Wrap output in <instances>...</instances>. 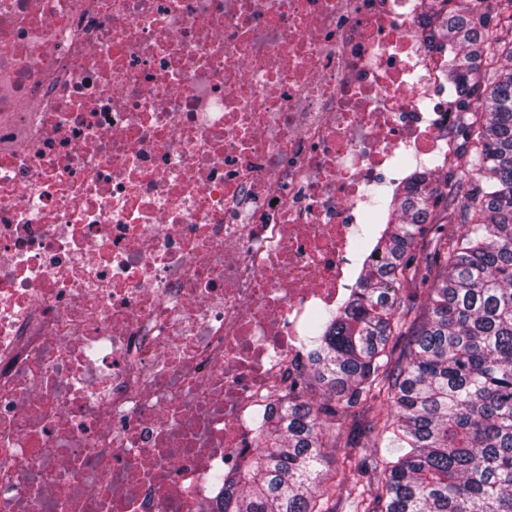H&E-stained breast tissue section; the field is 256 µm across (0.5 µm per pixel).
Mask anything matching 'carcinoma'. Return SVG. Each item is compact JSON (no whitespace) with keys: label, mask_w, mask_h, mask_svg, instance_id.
Instances as JSON below:
<instances>
[{"label":"carcinoma","mask_w":512,"mask_h":512,"mask_svg":"<svg viewBox=\"0 0 512 512\" xmlns=\"http://www.w3.org/2000/svg\"><path fill=\"white\" fill-rule=\"evenodd\" d=\"M423 35L456 86L453 149L379 204L349 297L312 322L217 512H338L340 489L345 512H512V0H434ZM358 408L386 452L345 435Z\"/></svg>","instance_id":"cac0c4a2"}]
</instances>
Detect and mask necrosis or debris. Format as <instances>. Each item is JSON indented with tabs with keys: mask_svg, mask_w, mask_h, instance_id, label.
I'll return each mask as SVG.
<instances>
[{
	"mask_svg": "<svg viewBox=\"0 0 512 512\" xmlns=\"http://www.w3.org/2000/svg\"><path fill=\"white\" fill-rule=\"evenodd\" d=\"M429 4L0 0V512H216L448 147Z\"/></svg>",
	"mask_w": 512,
	"mask_h": 512,
	"instance_id": "necrosis-or-debris-1",
	"label": "necrosis or debris"
}]
</instances>
